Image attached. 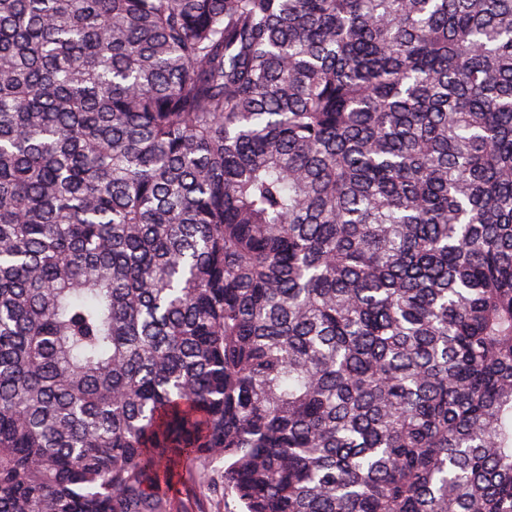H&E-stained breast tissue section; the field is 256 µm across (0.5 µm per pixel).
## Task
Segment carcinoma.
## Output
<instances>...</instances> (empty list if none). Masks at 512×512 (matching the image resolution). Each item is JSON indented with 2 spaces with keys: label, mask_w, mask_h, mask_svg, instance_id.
I'll use <instances>...</instances> for the list:
<instances>
[{
  "label": "carcinoma",
  "mask_w": 512,
  "mask_h": 512,
  "mask_svg": "<svg viewBox=\"0 0 512 512\" xmlns=\"http://www.w3.org/2000/svg\"><path fill=\"white\" fill-rule=\"evenodd\" d=\"M512 512V0H0V512ZM177 490L171 496L170 512H223L224 505L216 498L209 497L194 474V467L184 462L178 470Z\"/></svg>",
  "instance_id": "obj_1"
}]
</instances>
